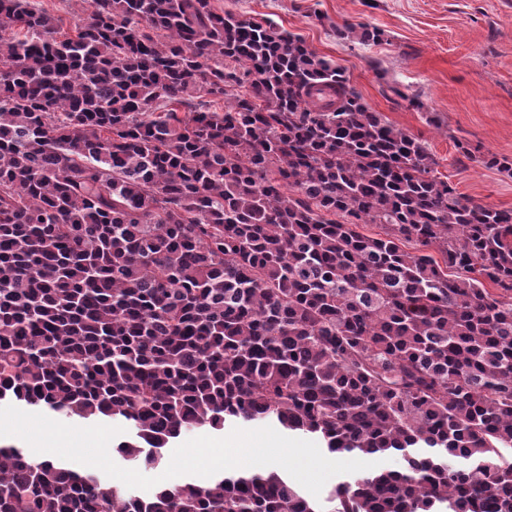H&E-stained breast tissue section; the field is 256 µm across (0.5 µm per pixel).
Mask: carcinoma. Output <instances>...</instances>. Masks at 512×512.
I'll use <instances>...</instances> for the list:
<instances>
[{
  "instance_id": "carcinoma-1",
  "label": "carcinoma",
  "mask_w": 512,
  "mask_h": 512,
  "mask_svg": "<svg viewBox=\"0 0 512 512\" xmlns=\"http://www.w3.org/2000/svg\"><path fill=\"white\" fill-rule=\"evenodd\" d=\"M86 2L61 38L0 0V404L119 424L132 464L265 423L400 467L320 501L275 471L142 496L0 446V512H512V209L300 36Z\"/></svg>"
}]
</instances>
